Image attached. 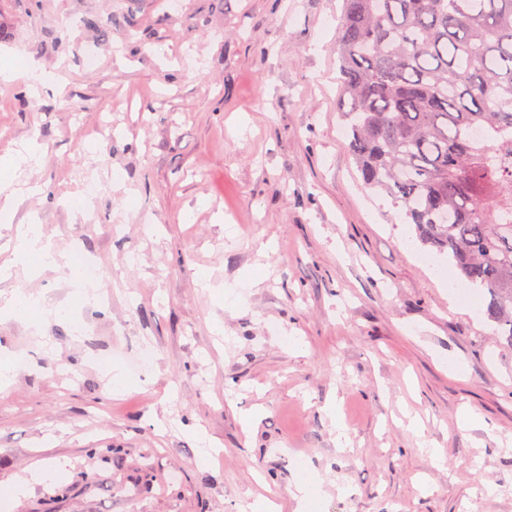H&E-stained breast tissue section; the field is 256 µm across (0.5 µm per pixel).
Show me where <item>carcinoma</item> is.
<instances>
[{"instance_id": "1", "label": "carcinoma", "mask_w": 512, "mask_h": 512, "mask_svg": "<svg viewBox=\"0 0 512 512\" xmlns=\"http://www.w3.org/2000/svg\"><path fill=\"white\" fill-rule=\"evenodd\" d=\"M337 60L363 186L512 341V0H343Z\"/></svg>"}]
</instances>
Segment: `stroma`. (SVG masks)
I'll list each match as a JSON object with an SVG mask.
<instances>
[{
  "instance_id": "obj_1",
  "label": "stroma",
  "mask_w": 512,
  "mask_h": 512,
  "mask_svg": "<svg viewBox=\"0 0 512 512\" xmlns=\"http://www.w3.org/2000/svg\"><path fill=\"white\" fill-rule=\"evenodd\" d=\"M169 3L0 0V66L49 77L0 85V156L43 149L16 174L39 193L0 221V294L72 303L66 269L12 262L23 224L105 274L83 335L0 316L26 363L0 390V512H294L305 479L319 512H512V345L359 179L342 0Z\"/></svg>"
}]
</instances>
